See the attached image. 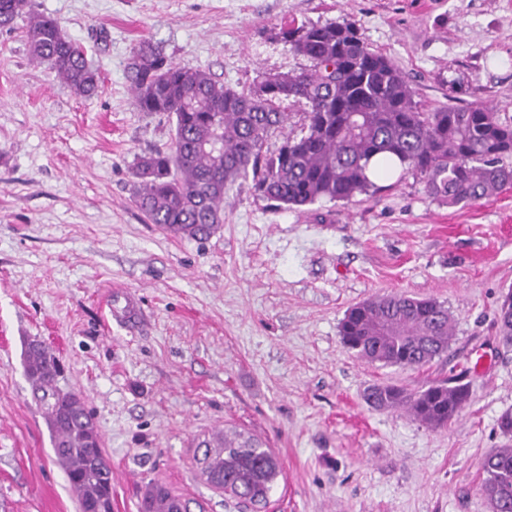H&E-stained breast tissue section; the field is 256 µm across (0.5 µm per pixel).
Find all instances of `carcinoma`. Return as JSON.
Wrapping results in <instances>:
<instances>
[{
  "instance_id": "carcinoma-1",
  "label": "carcinoma",
  "mask_w": 512,
  "mask_h": 512,
  "mask_svg": "<svg viewBox=\"0 0 512 512\" xmlns=\"http://www.w3.org/2000/svg\"><path fill=\"white\" fill-rule=\"evenodd\" d=\"M30 0H0V29H13L25 14L32 59L45 63L76 94L90 97L99 76L86 50L58 23L29 9ZM290 51L309 63L300 73H264L241 90L198 69L169 60L151 42L132 48L127 74L136 108L173 116L170 145L137 160L135 203L152 224L189 239H207L224 224V200L239 179L286 209L321 200L352 202L378 191L369 161L394 157L401 174L422 179L428 194L451 205H468L512 185V123L490 106L422 109L405 74L372 48L353 22L280 31ZM288 102L303 107V127L287 130ZM282 138L268 151L265 144ZM500 335L512 341V296H503ZM340 333L357 357L382 366H422L448 351L454 325L448 310L430 298L394 293L364 301L345 314ZM26 372L51 430L53 447L80 512H112L111 470H101L92 449L101 444L83 398L55 386L57 365L42 345L28 347ZM375 408L407 407L419 422L444 427L469 401L463 384H432L409 393L393 384L366 395ZM210 469L242 501L267 495L279 470L258 437H224V454ZM480 490L491 512H512V445L489 453ZM171 493L155 486L142 512Z\"/></svg>"
}]
</instances>
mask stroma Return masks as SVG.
Returning a JSON list of instances; mask_svg holds the SVG:
<instances>
[{"mask_svg":"<svg viewBox=\"0 0 512 512\" xmlns=\"http://www.w3.org/2000/svg\"><path fill=\"white\" fill-rule=\"evenodd\" d=\"M80 42L100 76L76 95L32 60L26 17L0 31V512H79L25 368L37 340L56 386L86 400L112 465V512L151 485L187 512H240L199 472L211 432L251 433L277 459L265 512H489L481 462L505 438L512 344L497 312L512 289V186L467 206L411 175L351 203L298 210L252 180L231 188L204 240L148 223L133 202L139 157L172 121L138 111L127 79L146 40L237 89L307 66L288 24L357 23L425 107L495 106L512 123V0H31ZM116 288L142 321L117 325ZM403 292L454 318L447 353L383 367L345 347L356 304ZM468 386L443 428L371 408L375 384Z\"/></svg>","mask_w":512,"mask_h":512,"instance_id":"1","label":"stroma"}]
</instances>
